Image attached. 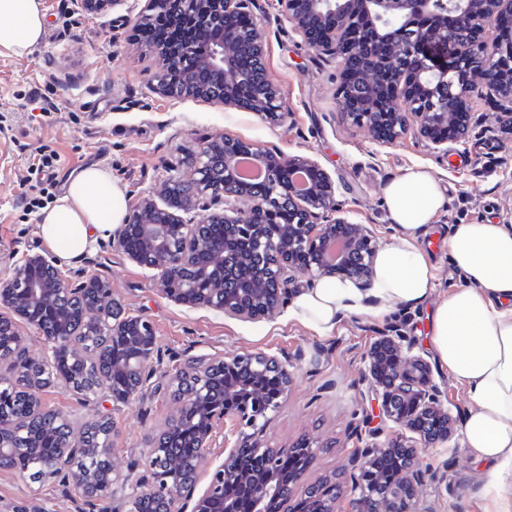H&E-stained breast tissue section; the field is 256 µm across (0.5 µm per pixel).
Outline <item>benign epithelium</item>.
Segmentation results:
<instances>
[{
    "mask_svg": "<svg viewBox=\"0 0 512 512\" xmlns=\"http://www.w3.org/2000/svg\"><path fill=\"white\" fill-rule=\"evenodd\" d=\"M187 21L195 30L196 43L188 50L160 52L162 66L156 75L157 89L164 95L194 96L247 112H255L271 123L284 120L286 113L280 92L266 76L263 64L250 78L251 88L241 89L243 78L239 58L262 57L266 33L253 16L256 0H185ZM285 16L312 48L329 49L341 66V84L336 108L352 125L367 129L379 143H390L416 130L434 149L448 152L468 130L469 114L463 105L467 93L477 85L494 92L504 108L512 107V37L500 35L512 28V0H282ZM246 26L236 25L238 18ZM449 56L448 66L434 64L430 52ZM200 67L217 74L216 84L202 86L194 73ZM182 75L181 90L169 84V74ZM243 141L231 136L213 138L200 146L193 178L171 182L170 196L185 197L183 211L224 203L199 223L158 207L143 198L134 204L124 224L113 235L112 247L121 249L137 263L160 271L162 293L172 301L216 310L243 321H260L287 306L296 292V278L309 273L307 286L323 278L352 279L366 292L371 287L378 244L365 224L334 217L335 184L321 165L300 156H284L261 144H247L250 155L265 170L267 183L282 169L304 174L302 189L288 186V198L270 191L260 198L253 194L237 171ZM288 204L291 217L271 234L266 215ZM207 224L224 225V242L244 238L254 244L253 254L267 259L264 274L234 286L224 274L225 249L215 248L205 236ZM142 241L139 252L127 250L131 230ZM178 240L180 244L173 246ZM205 263H197V257ZM88 297L81 310L84 319L95 324L114 316L112 335L136 342L137 352L127 358H113L112 369L134 373L132 382L116 391L102 381L95 392L128 403L143 383L146 366L154 352L151 321L143 316L115 318L112 289L96 277L78 284L58 274L52 256L29 252L14 266L12 274L0 280V306L34 328L44 337L47 354L32 360L36 365L51 363L63 339L49 320L69 317L74 305ZM247 371L236 384L224 387L225 405L208 402L210 381L218 369ZM194 385L177 396V408L166 431L176 430L189 416L200 418L201 431L195 454L183 463L165 451L160 439L146 449L150 478L137 483L122 504L126 512H140V504L160 496L166 512H237L236 491L249 490L251 512H269L272 502H288L292 486L282 482L276 471L278 458L297 447H271L255 434L224 448V460L217 465L206 487L196 492L201 461L210 447L214 424L233 421L255 429L277 409L288 393L292 375L276 356L264 352H233L213 360L193 363ZM279 381L280 391L270 393L263 386L269 377ZM364 376L382 389V416L413 433L411 444L372 442L356 449L349 461L351 498L339 490L326 493L315 485L307 493L310 512H363L362 504L372 496L371 469L376 459L390 451L403 457L393 478L381 512H420L417 489L435 479V472L423 464L422 454L447 442L452 435L451 418L434 384L429 363L419 355L403 352V337L385 334L365 356ZM12 417L0 409V466H10L16 448ZM104 462L98 473L79 468L90 452ZM257 456L253 468L242 465L245 453ZM54 476L72 479L91 500L115 494L127 478L112 465L106 449L91 450L72 438L57 449L46 463Z\"/></svg>",
    "mask_w": 512,
    "mask_h": 512,
    "instance_id": "1",
    "label": "benign epithelium"
}]
</instances>
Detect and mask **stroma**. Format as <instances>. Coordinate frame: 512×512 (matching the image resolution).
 <instances>
[{"label":"stroma","instance_id":"1","mask_svg":"<svg viewBox=\"0 0 512 512\" xmlns=\"http://www.w3.org/2000/svg\"><path fill=\"white\" fill-rule=\"evenodd\" d=\"M41 3L46 22L41 44L24 55L0 52V279L28 250L42 247L36 225L50 205L40 196L34 172L42 156L55 157L54 197H61L83 168L101 166L111 170L130 201L147 197L164 207L168 182L192 178L200 142L227 134L317 161L335 184L340 215L370 225L382 245L394 233L385 187L408 170H429L443 205L420 246L435 267L439 297L464 283L446 245L452 225H512V134L505 132L504 113L484 87L467 97L469 133L449 152L411 133L382 146L340 118L335 58L305 44L280 0H258L256 11L266 32L263 63L286 112L277 125L251 112L159 93V57L137 34L148 0H119L94 18L80 0ZM59 272L68 279L99 277L110 285L122 314L145 316L154 326L152 374L131 403L96 404L61 380L41 391L45 405L71 421L109 414L115 425L109 452L119 469L145 474L149 442L176 410L170 396L176 370L193 360L258 351L287 361L293 375L282 405L258 429L262 440L271 446L305 441L315 450L309 471L294 484L293 498L322 479L349 487L348 461L360 446L356 426L369 421L382 442L401 434L379 412L380 388L363 376L365 353L393 328L413 354L431 362L454 422L448 445L425 452L426 463L445 477L421 488L422 512H490L480 492L483 465L463 445L472 401L431 346L433 302L400 304L382 317L369 311L345 315L322 333L284 311L246 322L175 303L162 294L157 271L108 242ZM0 512H113V503L107 497L90 504L74 483L35 482L0 468Z\"/></svg>","mask_w":512,"mask_h":512}]
</instances>
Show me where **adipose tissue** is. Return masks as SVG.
<instances>
[{"mask_svg": "<svg viewBox=\"0 0 512 512\" xmlns=\"http://www.w3.org/2000/svg\"><path fill=\"white\" fill-rule=\"evenodd\" d=\"M40 0H0V50L24 54L44 37ZM384 197L395 234L376 255L369 292L348 280L323 279L293 301L291 318L319 331L335 328L342 314H376L418 303L435 290L434 266L419 247L442 205L435 178L411 170L392 180ZM128 210L124 190L109 169L91 166L75 174L66 193L39 217L45 247L64 263L78 261L111 239ZM448 249L462 287L435 305L431 343L438 361L472 401L464 423L467 453L484 465L482 492L497 512H512V225L456 224Z\"/></svg>", "mask_w": 512, "mask_h": 512, "instance_id": "1", "label": "adipose tissue"}]
</instances>
